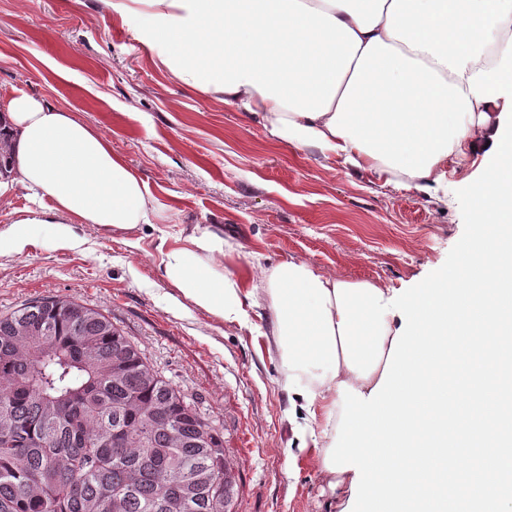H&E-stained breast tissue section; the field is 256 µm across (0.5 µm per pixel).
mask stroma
<instances>
[{
    "instance_id": "35a3bbf8",
    "label": "stroma",
    "mask_w": 512,
    "mask_h": 512,
    "mask_svg": "<svg viewBox=\"0 0 512 512\" xmlns=\"http://www.w3.org/2000/svg\"><path fill=\"white\" fill-rule=\"evenodd\" d=\"M21 94L72 108L107 136L156 211L130 232L74 224L79 244L68 250L51 225H38L25 252L0 251V312L46 297L103 311L225 426L243 512H340L296 446L266 319L253 309L245 323L227 324L196 308L163 281L162 253L197 224L223 236L224 267L236 274L298 258L404 291L461 238L455 192L478 177L480 158L426 194L275 142L247 113L166 76L104 0H0V101Z\"/></svg>"
}]
</instances>
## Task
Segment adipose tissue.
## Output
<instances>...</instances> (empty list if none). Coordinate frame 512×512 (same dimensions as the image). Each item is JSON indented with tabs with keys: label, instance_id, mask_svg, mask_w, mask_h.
<instances>
[{
	"label": "adipose tissue",
	"instance_id": "ef3b65f1",
	"mask_svg": "<svg viewBox=\"0 0 512 512\" xmlns=\"http://www.w3.org/2000/svg\"><path fill=\"white\" fill-rule=\"evenodd\" d=\"M112 10L180 84L247 112L277 141L319 149L386 184L436 189L448 165L484 156L504 98L476 100L468 79L499 63L512 38V0H112ZM10 152L38 208L130 231L155 201L111 142L50 100L0 102ZM165 251L166 283L197 308L241 323L264 306L269 350L303 413L299 451L323 463L336 435L340 383L369 394L381 378L348 369L336 277L291 259L258 275L224 271L225 242L193 226Z\"/></svg>",
	"mask_w": 512,
	"mask_h": 512
}]
</instances>
